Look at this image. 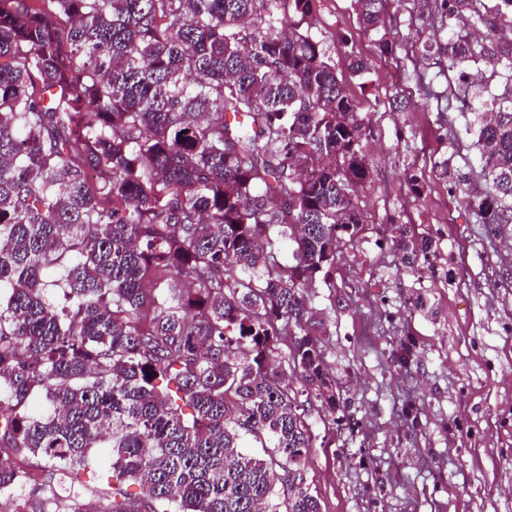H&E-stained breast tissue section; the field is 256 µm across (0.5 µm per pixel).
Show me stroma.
I'll list each match as a JSON object with an SVG mask.
<instances>
[{
  "instance_id": "1",
  "label": "stroma",
  "mask_w": 512,
  "mask_h": 512,
  "mask_svg": "<svg viewBox=\"0 0 512 512\" xmlns=\"http://www.w3.org/2000/svg\"><path fill=\"white\" fill-rule=\"evenodd\" d=\"M309 31L361 109L369 180L357 192L361 231L340 243L333 285L308 290L340 407L305 411L306 481L322 512H512V223H480L471 209L486 183L473 113L457 100L462 71L477 77L476 110L512 92V30L458 71L419 53L434 32L412 0L390 9L389 57L354 0H321ZM352 55L367 73L348 70ZM400 88L415 101L401 112L389 103ZM443 160L473 170L469 188L436 177ZM412 170L426 179L418 195ZM394 222L434 238L418 270L398 265Z\"/></svg>"
}]
</instances>
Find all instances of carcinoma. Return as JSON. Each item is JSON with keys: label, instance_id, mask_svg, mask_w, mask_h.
I'll list each match as a JSON object with an SVG mask.
<instances>
[{"label": "carcinoma", "instance_id": "obj_1", "mask_svg": "<svg viewBox=\"0 0 512 512\" xmlns=\"http://www.w3.org/2000/svg\"><path fill=\"white\" fill-rule=\"evenodd\" d=\"M319 2L0 0V500L12 512H92L86 475L110 488L102 512H322L301 476L305 405L334 413L339 394L306 291L359 234L352 196L368 168L358 104L304 31ZM417 3L446 34L422 55L477 58L448 18L481 20L484 0ZM392 4L356 0L363 29L384 28ZM477 121L489 188L472 209L512 222V107ZM392 242L413 271L435 245L407 224ZM249 437L267 457L241 451ZM30 457L39 495L23 493Z\"/></svg>", "mask_w": 512, "mask_h": 512}]
</instances>
